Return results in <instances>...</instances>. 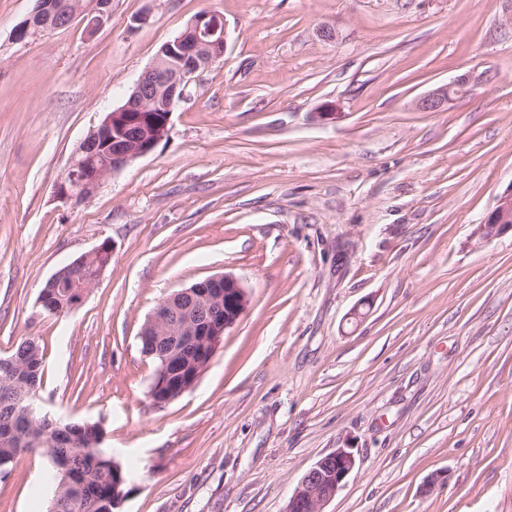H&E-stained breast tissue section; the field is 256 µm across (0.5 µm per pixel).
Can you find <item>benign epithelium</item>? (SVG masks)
<instances>
[{
	"label": "benign epithelium",
	"instance_id": "obj_1",
	"mask_svg": "<svg viewBox=\"0 0 512 512\" xmlns=\"http://www.w3.org/2000/svg\"><path fill=\"white\" fill-rule=\"evenodd\" d=\"M112 0H92L84 9L70 0H36L33 13L13 32V41L25 42L35 33H47L80 18L90 32L108 19ZM225 28L222 16L213 11L196 15L184 35L166 42L155 61L140 75L124 104L107 113L79 145L65 178L56 185L57 198L80 204L91 198L101 184L131 161L146 156L170 131L175 104L183 98L187 75L170 70V61L187 64L191 72L210 67L224 56ZM464 78L439 87L417 101V107L432 112L465 87ZM512 230V189L504 193L488 214L478 233L486 238ZM109 263L94 266L95 272L71 285L68 294L78 307ZM248 295L231 275L209 277L164 299L141 331L162 341L156 353L162 360L155 381L167 382L170 368L187 376L177 390L163 396L155 385L150 398L156 404L170 402L190 389L223 341L224 333L240 319ZM356 468L349 448H338L319 459L302 477L290 496L286 512H323L343 489Z\"/></svg>",
	"mask_w": 512,
	"mask_h": 512
}]
</instances>
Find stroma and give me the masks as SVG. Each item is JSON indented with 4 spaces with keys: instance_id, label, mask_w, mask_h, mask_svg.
Returning <instances> with one entry per match:
<instances>
[{
    "instance_id": "stroma-1",
    "label": "stroma",
    "mask_w": 512,
    "mask_h": 512,
    "mask_svg": "<svg viewBox=\"0 0 512 512\" xmlns=\"http://www.w3.org/2000/svg\"><path fill=\"white\" fill-rule=\"evenodd\" d=\"M35 5L0 0V357L38 338L42 411L99 423L132 471L119 512H284L338 448L357 465L326 512H512V232L476 234L512 186V0H112L94 33L15 43ZM206 8L227 48L167 139L58 200L89 131ZM105 240L83 302L40 313ZM224 273L245 312L154 404L143 325ZM54 491L44 453L0 467V512ZM467 84L468 81L462 78L448 86L439 87L421 97L416 105L419 109L427 112L439 110L458 93L460 88H464ZM112 252L113 247L112 243L108 240H105L98 246H96L90 252L84 254V257H100L105 255L108 257L107 262L96 264L94 267L95 272L85 280L80 282H74L69 289V284L72 280H80L85 277L88 273V269L83 270L82 268L73 269L63 276L64 286H59L56 288V285L49 286L48 282L53 281L54 277H51L42 290L39 293L37 298V303L39 300H43V304L39 305L40 310L43 313L61 316L66 315L70 312L69 304L71 302V297H69L66 291L69 289L68 294L73 297V309L77 308L83 301L87 292L92 288L93 285L99 280L100 276L104 272V270L109 266L112 261ZM49 287V288H48ZM50 311H55V313H51Z\"/></svg>"
}]
</instances>
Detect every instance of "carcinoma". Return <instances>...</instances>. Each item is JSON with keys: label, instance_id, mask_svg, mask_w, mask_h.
<instances>
[{"label": "carcinoma", "instance_id": "obj_1", "mask_svg": "<svg viewBox=\"0 0 512 512\" xmlns=\"http://www.w3.org/2000/svg\"><path fill=\"white\" fill-rule=\"evenodd\" d=\"M87 273L73 269L64 274V285L43 287L38 296L43 301L40 310L57 316L69 313V284ZM10 357L13 369L0 370V466L23 452L41 450L49 457L57 480L47 512H118L112 502V483L128 474L112 455L95 456L92 442L102 438V427L96 422L72 421L62 430L50 418H25L23 397L41 386L43 351L38 340L30 337Z\"/></svg>", "mask_w": 512, "mask_h": 512}]
</instances>
